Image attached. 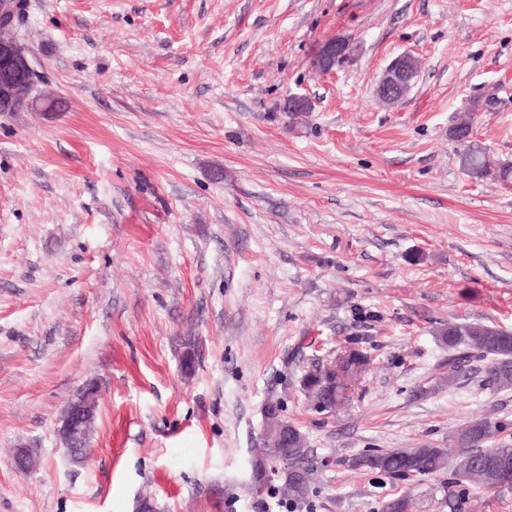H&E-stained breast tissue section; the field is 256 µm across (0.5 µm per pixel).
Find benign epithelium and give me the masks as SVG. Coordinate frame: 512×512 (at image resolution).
I'll use <instances>...</instances> for the list:
<instances>
[{"label": "benign epithelium", "mask_w": 512, "mask_h": 512, "mask_svg": "<svg viewBox=\"0 0 512 512\" xmlns=\"http://www.w3.org/2000/svg\"><path fill=\"white\" fill-rule=\"evenodd\" d=\"M345 45L331 39L323 44L313 61V69L320 74L332 71V64ZM420 60L410 53L396 56L388 64L375 86V95L383 103H397L406 93L410 82L420 71ZM34 68L20 41L0 43V74L5 77L0 84V112H15L34 101L32 73ZM101 388L88 383L66 403L57 433L73 463L85 460L88 448V431L96 416Z\"/></svg>", "instance_id": "benign-epithelium-1"}]
</instances>
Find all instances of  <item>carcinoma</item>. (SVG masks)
Masks as SVG:
<instances>
[{"label": "carcinoma", "instance_id": "1", "mask_svg": "<svg viewBox=\"0 0 512 512\" xmlns=\"http://www.w3.org/2000/svg\"><path fill=\"white\" fill-rule=\"evenodd\" d=\"M469 117L454 120L449 130L451 139L459 142L458 164L465 175L474 180L492 179L502 184L512 183V165L490 158L478 144L460 138L470 136ZM439 341L448 347V358L439 368L447 371L448 387L472 373V364L481 362V386L497 391L512 390V331L471 322L442 323L436 329ZM372 362L367 348L353 337L340 348L336 357L325 365H313L300 371V393L311 407L320 413H331L351 399V393ZM284 403L271 399L265 407V427L262 448L253 469L256 472L271 467L284 471L273 487L295 506L308 502L311 484L317 470L311 457L306 434L296 425L283 434ZM512 425L488 417L468 422L453 434L458 451L448 454L445 448L421 444L414 448L369 450L349 461L353 469L379 474L403 482H419L424 477L442 473L450 475L442 485L448 512H469L470 489L479 485L486 490L501 491L498 460L512 462ZM380 512H412V500L403 492L385 496L379 502Z\"/></svg>", "mask_w": 512, "mask_h": 512}]
</instances>
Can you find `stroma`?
<instances>
[{"mask_svg": "<svg viewBox=\"0 0 512 512\" xmlns=\"http://www.w3.org/2000/svg\"><path fill=\"white\" fill-rule=\"evenodd\" d=\"M27 4L37 91L60 108L0 112V512H137L146 495L155 512H375L398 491L448 512L446 475L347 461L512 421V391L435 370L438 324L512 330V185L471 180L448 137L474 108L473 140L512 163V0ZM333 38L349 50L316 74ZM404 52L421 71L384 105L376 81ZM294 94L310 112H287ZM355 335L370 373L315 412L295 364ZM89 381L74 464L56 428ZM273 397L330 461L298 509L251 480Z\"/></svg>", "mask_w": 512, "mask_h": 512, "instance_id": "35a3bbf8", "label": "stroma"}]
</instances>
